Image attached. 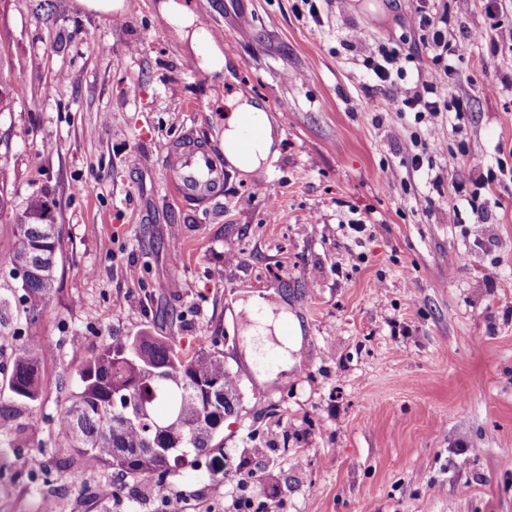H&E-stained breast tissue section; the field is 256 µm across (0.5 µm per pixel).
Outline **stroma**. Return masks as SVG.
<instances>
[{"mask_svg": "<svg viewBox=\"0 0 512 512\" xmlns=\"http://www.w3.org/2000/svg\"><path fill=\"white\" fill-rule=\"evenodd\" d=\"M159 2L0 0L17 89L0 168L14 209L40 198L63 227L29 328L45 343L35 407L13 398L0 339V512H225L242 482L268 512H512V180L472 171L512 167V47L483 38L486 0H434L437 31L470 45L439 87L466 110L436 118L389 109L363 65L401 44L409 76L429 74L417 0H317L314 17L300 0H182L220 76L190 67ZM238 97L272 121L268 186L229 173L209 207L178 201L160 156L187 129L220 146ZM252 300L287 313L293 347L249 332ZM143 332L223 352L238 387L223 472L181 469L162 495L56 434L92 353ZM22 453L58 481L15 480Z\"/></svg>", "mask_w": 512, "mask_h": 512, "instance_id": "35a3bbf8", "label": "stroma"}]
</instances>
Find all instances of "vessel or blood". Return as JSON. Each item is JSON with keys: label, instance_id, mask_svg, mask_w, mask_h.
Segmentation results:
<instances>
[{"label": "vessel or blood", "instance_id": "b4317fda", "mask_svg": "<svg viewBox=\"0 0 512 512\" xmlns=\"http://www.w3.org/2000/svg\"><path fill=\"white\" fill-rule=\"evenodd\" d=\"M167 180L182 202L205 206L224 184V162L210 149L183 137L163 156Z\"/></svg>", "mask_w": 512, "mask_h": 512}]
</instances>
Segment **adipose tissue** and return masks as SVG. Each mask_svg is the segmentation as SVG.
<instances>
[{"label": "adipose tissue", "mask_w": 512, "mask_h": 512, "mask_svg": "<svg viewBox=\"0 0 512 512\" xmlns=\"http://www.w3.org/2000/svg\"><path fill=\"white\" fill-rule=\"evenodd\" d=\"M160 11L180 40L188 43L198 60L199 67L211 73L223 72V52L210 38L203 36L196 18L180 4L179 0H163ZM266 119L264 112L243 102L232 111L226 121L222 133L224 156L227 162L241 173H254L273 152L275 139L272 127L267 124ZM253 120L263 122V134L248 151L244 152L238 147L239 135L244 125Z\"/></svg>", "instance_id": "ef3b65f1"}]
</instances>
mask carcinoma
I'll return each mask as SVG.
<instances>
[{"label":"carcinoma","mask_w":512,"mask_h":512,"mask_svg":"<svg viewBox=\"0 0 512 512\" xmlns=\"http://www.w3.org/2000/svg\"><path fill=\"white\" fill-rule=\"evenodd\" d=\"M62 225L32 202L13 214L10 236L0 240V336L11 334L15 353L10 379L13 397L24 405L40 399V355L44 343L27 336L45 315L54 290ZM25 271L28 277L16 279ZM217 382L223 392L211 391ZM236 378L224 367V353L202 351L183 358L147 333L105 343L79 374L59 433L84 461L131 477H157L181 468L224 470L210 456L231 411L227 395Z\"/></svg>","instance_id":"carcinoma-1"}]
</instances>
